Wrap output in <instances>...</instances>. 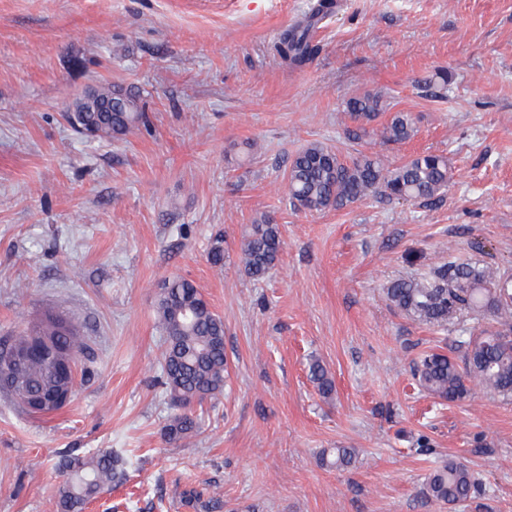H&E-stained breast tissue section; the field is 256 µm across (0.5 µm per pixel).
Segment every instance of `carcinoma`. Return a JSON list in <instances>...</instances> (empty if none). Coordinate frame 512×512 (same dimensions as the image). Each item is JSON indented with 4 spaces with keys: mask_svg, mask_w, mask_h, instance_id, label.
Here are the masks:
<instances>
[{
    "mask_svg": "<svg viewBox=\"0 0 512 512\" xmlns=\"http://www.w3.org/2000/svg\"><path fill=\"white\" fill-rule=\"evenodd\" d=\"M336 6L335 0H317L304 18L285 29L273 49L289 65H303L317 52L313 29L318 18ZM112 93V111L82 112L84 100L73 103L75 112L66 113L68 122L80 133L99 139L125 136L147 121L141 95L121 92L104 85L99 93ZM388 104L378 93L367 92L350 98L346 112L353 126L345 129L348 139L361 141L368 126L386 112ZM413 118L408 112H393L380 129L384 144H400L414 135ZM451 179L448 157L425 153L397 165H389L375 154L360 152L347 160L332 149L311 143L288 159L286 198L301 210L321 212L344 208L366 196L428 202L438 197ZM280 225L267 215L250 225L240 242V261L247 276L263 279L275 267L282 249ZM227 247L224 235H215L208 260L215 268L224 267ZM389 302L421 322L442 326L458 312L468 310L487 316L495 326L457 344L461 361L438 352H429L414 362L419 385L430 394L451 402L472 395L473 387L512 400V279L488 266L453 260L423 277L403 278L386 289ZM157 329L166 337L163 352L164 384L173 404L182 409L166 427L175 440L198 427L189 407L224 392L227 360L224 353V320L210 307L196 285L184 278L166 281L157 302ZM33 336H44L56 343L60 354L74 359L86 354L84 338L60 316H49L22 328L13 345L23 347ZM29 381L38 390L59 387L74 390L76 377L58 380L47 374L38 360L23 365ZM310 379L319 391L328 394L333 385L323 365H309ZM353 448H333L325 454L331 466L352 463ZM119 455L104 451L96 455H67L60 463L63 478L58 488L59 512H85L91 500L112 489L121 477ZM430 499L446 504L466 500L473 481L466 466L456 460L436 468L428 477ZM185 498L201 512H222L224 502L214 494L201 499L195 490Z\"/></svg>",
    "mask_w": 512,
    "mask_h": 512,
    "instance_id": "1",
    "label": "carcinoma"
}]
</instances>
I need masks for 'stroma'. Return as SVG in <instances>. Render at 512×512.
<instances>
[{
    "instance_id": "stroma-1",
    "label": "stroma",
    "mask_w": 512,
    "mask_h": 512,
    "mask_svg": "<svg viewBox=\"0 0 512 512\" xmlns=\"http://www.w3.org/2000/svg\"><path fill=\"white\" fill-rule=\"evenodd\" d=\"M310 3L0 0V348L49 315L88 345L62 410L0 392V512H58L60 460L97 450L125 471L86 512H194L191 487L223 512H512V400L448 402L413 376L483 320L443 330L385 294L452 256L512 275V0H342L314 29L316 57L285 65L272 46ZM439 72L447 89L425 86ZM104 83L140 93L148 127L109 141L65 120ZM365 92L412 113L414 137L348 140L345 103ZM314 142L392 164L442 153L452 178L426 204L298 210L286 160ZM265 215L283 248L263 280L209 264L216 233L234 254ZM173 277L223 318L228 370L174 442L156 328ZM333 448L357 456L330 467ZM451 457L475 478L456 506L425 487Z\"/></svg>"
}]
</instances>
